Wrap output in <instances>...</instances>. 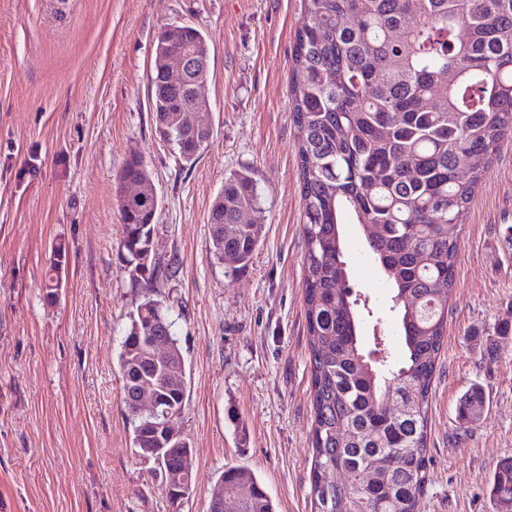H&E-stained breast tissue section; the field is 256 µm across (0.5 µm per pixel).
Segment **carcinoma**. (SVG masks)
<instances>
[{"mask_svg":"<svg viewBox=\"0 0 512 512\" xmlns=\"http://www.w3.org/2000/svg\"><path fill=\"white\" fill-rule=\"evenodd\" d=\"M293 47L292 121L303 203V294L312 377V512H418L427 483L428 408L454 285L458 241L474 187L501 144L512 138V0H303ZM194 58L184 85L170 62ZM210 76L207 36L171 23L153 44L150 105L156 131L191 166L212 137L186 122L209 107L197 89ZM466 169L469 182L459 180ZM137 195L124 196L127 181ZM122 223L117 251L138 289L123 329L118 367L123 402L154 385L157 412L128 414L137 454L163 448L166 469L195 483L189 444L161 443L160 426L179 420L189 397L185 358L175 347V374L154 360L148 337L174 343V323L153 288L175 273L148 255L159 199L151 172L129 156L118 177ZM247 170L224 177L209 215L210 253L247 267L262 212ZM360 225L401 315V347L370 358L362 313L348 286L342 224ZM484 405L481 388L460 401V420ZM341 469L345 482L328 476ZM210 512H277L262 484L229 467L213 485ZM491 495L512 512V458L500 463Z\"/></svg>","mask_w":512,"mask_h":512,"instance_id":"obj_1","label":"carcinoma"}]
</instances>
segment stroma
I'll return each mask as SVG.
<instances>
[{"instance_id": "1", "label": "stroma", "mask_w": 512, "mask_h": 512, "mask_svg": "<svg viewBox=\"0 0 512 512\" xmlns=\"http://www.w3.org/2000/svg\"><path fill=\"white\" fill-rule=\"evenodd\" d=\"M302 0H0V512H209L229 466L277 512H311V368L303 209L290 86ZM181 22L210 46L213 135L184 165L155 130L153 43ZM142 157L160 198L156 288L176 322L189 399L179 429L196 481L172 507L132 443L118 355L136 298L121 269L116 187ZM263 196L260 244L234 275L209 252V214L230 172ZM350 286L399 345L390 290L358 225L342 227ZM459 250L429 398L419 512H499L490 484L512 457V140L478 183ZM65 244L55 303L45 295ZM484 408L457 406L472 386Z\"/></svg>"}]
</instances>
